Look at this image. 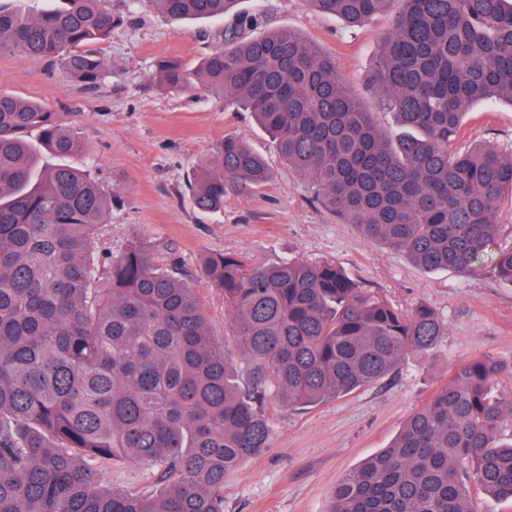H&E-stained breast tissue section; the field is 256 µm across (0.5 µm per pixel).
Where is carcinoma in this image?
<instances>
[{"label":"carcinoma","mask_w":512,"mask_h":512,"mask_svg":"<svg viewBox=\"0 0 512 512\" xmlns=\"http://www.w3.org/2000/svg\"><path fill=\"white\" fill-rule=\"evenodd\" d=\"M165 15L220 19L237 0H153ZM362 25L394 0H307ZM365 87L397 115L382 134L334 58L288 28L260 37L242 21L194 67L161 59L166 86L202 85L252 113L315 199L369 243L428 271L512 284L497 247L512 202V152L460 141L476 102L512 103V0H400ZM123 16L112 0H52L34 16L0 0V55L44 60L88 89L108 77L94 44ZM37 134L32 142L30 135ZM83 151L67 112L0 93V512H224V479L268 447L263 406H317L393 374L447 331L430 306L408 309L341 268L290 259L256 265L215 254L204 271L230 305L247 388L210 334L192 289L130 243L106 266L99 229L112 194L39 149ZM269 180L265 160L227 133L190 183L203 212ZM505 365L460 362L394 442L347 474L329 512H475L470 486L512 499V401L492 395ZM138 464L155 488L100 486L99 464Z\"/></svg>","instance_id":"cac0c4a2"}]
</instances>
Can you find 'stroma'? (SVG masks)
<instances>
[{
  "instance_id": "35a3bbf8",
  "label": "stroma",
  "mask_w": 512,
  "mask_h": 512,
  "mask_svg": "<svg viewBox=\"0 0 512 512\" xmlns=\"http://www.w3.org/2000/svg\"><path fill=\"white\" fill-rule=\"evenodd\" d=\"M112 9L124 22L97 45L112 70L100 88L81 87L43 61L0 55V92L69 113L84 142L71 165L90 171L115 195L112 221L101 229L100 261L132 242L152 249L194 289L211 335L225 341L235 362L240 353L228 339L230 308L201 269L214 253H242L256 264L291 257L330 262L402 307L428 304L448 324L428 354L409 357L398 373L351 395L291 409L268 393L270 444L226 479L224 512H327L336 483L388 447L455 365L482 355L512 362V285L489 270L469 278L430 272L400 252L366 242L355 225L314 200L308 182L280 158L251 113L202 86L170 93L155 73L162 58L195 63L224 29L253 18V35L288 28L333 56L364 109L393 134L395 114L364 90L388 14L352 26L307 0H239L219 21H173L154 0H112ZM228 133L265 159L270 178L261 188L227 196L223 210L205 213L192 206L188 180ZM479 142L512 150L511 103L490 100L471 109L460 143Z\"/></svg>"
}]
</instances>
